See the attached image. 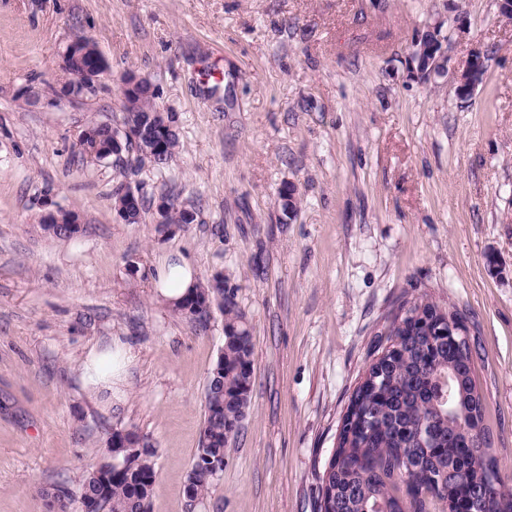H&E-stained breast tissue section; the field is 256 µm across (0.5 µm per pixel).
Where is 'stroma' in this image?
Instances as JSON below:
<instances>
[{
    "instance_id": "obj_1",
    "label": "stroma",
    "mask_w": 512,
    "mask_h": 512,
    "mask_svg": "<svg viewBox=\"0 0 512 512\" xmlns=\"http://www.w3.org/2000/svg\"><path fill=\"white\" fill-rule=\"evenodd\" d=\"M436 24L447 67L425 81L408 53ZM77 35L111 76L52 101ZM475 53L484 79L462 99ZM130 70L176 117L180 148L160 170L77 154L89 120L120 121ZM121 181L195 222L162 233L149 210L121 223ZM47 197L80 214L76 238L44 229ZM176 255L198 281L223 273L255 343L247 417L196 508L184 485L224 319L160 299L157 268ZM420 294L467 318L512 487V15L499 0H0V512H53L116 429L158 452L152 512H316L377 334ZM115 338L135 358L107 409L80 369Z\"/></svg>"
}]
</instances>
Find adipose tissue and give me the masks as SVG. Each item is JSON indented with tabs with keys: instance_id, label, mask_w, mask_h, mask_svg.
<instances>
[{
	"instance_id": "obj_1",
	"label": "adipose tissue",
	"mask_w": 512,
	"mask_h": 512,
	"mask_svg": "<svg viewBox=\"0 0 512 512\" xmlns=\"http://www.w3.org/2000/svg\"><path fill=\"white\" fill-rule=\"evenodd\" d=\"M195 284V273L185 260L163 261L158 286L165 301H178ZM132 359L130 349L121 343L104 350L92 349L81 368L80 380L85 396L107 407L121 403L125 398L124 368Z\"/></svg>"
}]
</instances>
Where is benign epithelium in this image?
Returning a JSON list of instances; mask_svg holds the SVG:
<instances>
[{
    "label": "benign epithelium",
    "instance_id": "obj_1",
    "mask_svg": "<svg viewBox=\"0 0 512 512\" xmlns=\"http://www.w3.org/2000/svg\"><path fill=\"white\" fill-rule=\"evenodd\" d=\"M441 28L434 26V36H422L412 44L411 62L416 64L415 71L423 77L440 74L444 71L446 57L443 50L444 36L439 34ZM90 39L76 36L66 45L61 55L60 69L71 75L72 80L58 85L55 97L58 99L77 100L98 91L104 78L110 73L106 59L99 51L91 52L86 48ZM482 64L480 56L473 55L460 71L457 82V94L468 97L482 81ZM146 135L145 129L134 123L120 127V132L112 140V155L119 157L125 152V145L131 141L139 142Z\"/></svg>",
    "mask_w": 512,
    "mask_h": 512
}]
</instances>
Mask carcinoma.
Here are the masks:
<instances>
[{
    "label": "carcinoma",
    "mask_w": 512,
    "mask_h": 512,
    "mask_svg": "<svg viewBox=\"0 0 512 512\" xmlns=\"http://www.w3.org/2000/svg\"><path fill=\"white\" fill-rule=\"evenodd\" d=\"M123 96L120 122L132 120L147 133L162 128L163 150L149 136L133 149L135 162L160 169L179 147L174 114L158 111L156 93L142 89ZM87 129L107 144L119 126L91 123ZM116 185L112 201L128 206L139 224L145 207L121 195ZM217 308L224 317V346L209 374L205 419L199 446L188 472L189 504H201L214 491L217 478L205 465L211 457L224 463V448L234 440L249 406L254 344L235 290L224 280L208 279L192 288L174 310L203 318ZM437 307L425 295L403 301L392 327L378 339L371 357L384 344L397 348L380 358L378 386L357 387L351 398L361 402L368 419L345 425L328 467L320 478L317 512H430L459 494L482 490L479 512H512V488L494 483L497 461L490 435L483 426V401L473 377L471 348H459L446 335L415 326L414 315ZM157 450L149 444L128 448L85 474L79 486L78 512L91 503L94 512H152L157 479Z\"/></svg>",
    "instance_id": "obj_1"
}]
</instances>
